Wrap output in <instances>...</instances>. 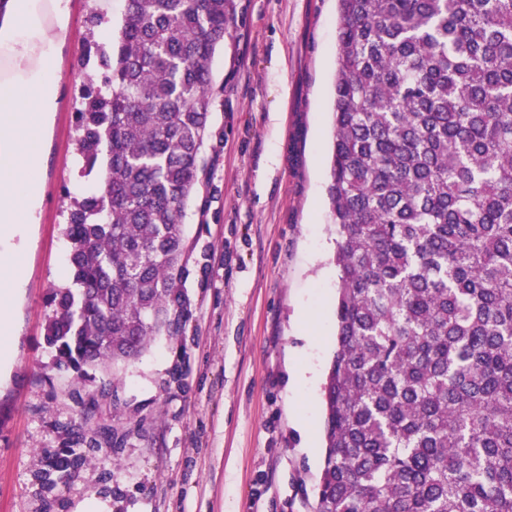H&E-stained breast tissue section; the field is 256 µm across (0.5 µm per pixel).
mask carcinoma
I'll return each mask as SVG.
<instances>
[{
    "label": "carcinoma",
    "instance_id": "1",
    "mask_svg": "<svg viewBox=\"0 0 512 512\" xmlns=\"http://www.w3.org/2000/svg\"><path fill=\"white\" fill-rule=\"evenodd\" d=\"M337 349L313 512H512V0H338ZM243 0H125L77 151L53 365L117 377L190 319L211 61ZM106 162L98 166L99 155ZM76 442L125 435L81 415Z\"/></svg>",
    "mask_w": 512,
    "mask_h": 512
}]
</instances>
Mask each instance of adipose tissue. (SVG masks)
Here are the masks:
<instances>
[{"mask_svg": "<svg viewBox=\"0 0 512 512\" xmlns=\"http://www.w3.org/2000/svg\"><path fill=\"white\" fill-rule=\"evenodd\" d=\"M52 22L33 0H9L0 22V54L15 68L0 81V238L38 221L42 180L40 143L57 109L51 65L68 36V0H53Z\"/></svg>", "mask_w": 512, "mask_h": 512, "instance_id": "1", "label": "adipose tissue"}]
</instances>
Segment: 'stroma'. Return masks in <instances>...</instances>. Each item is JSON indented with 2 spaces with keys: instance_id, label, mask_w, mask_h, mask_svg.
<instances>
[{
  "instance_id": "obj_1",
  "label": "stroma",
  "mask_w": 512,
  "mask_h": 512,
  "mask_svg": "<svg viewBox=\"0 0 512 512\" xmlns=\"http://www.w3.org/2000/svg\"><path fill=\"white\" fill-rule=\"evenodd\" d=\"M236 39L211 63L224 95L210 116L222 142L184 235L209 255L186 282L191 317L177 340L155 337L120 378L80 380L53 367L44 341L53 287L68 284L64 224L95 185L77 152L82 97L104 76L105 26L124 0H69L71 38L54 70L58 107L43 140L38 223L0 253L22 283L7 312L0 365V512H313L323 462L322 386L336 350V226L327 199L336 0H246ZM312 381H293L295 365ZM181 382L170 379L173 369ZM109 384L97 416L118 448L75 444L76 397ZM311 419L314 452L296 418ZM78 461L47 479L48 450Z\"/></svg>"
}]
</instances>
